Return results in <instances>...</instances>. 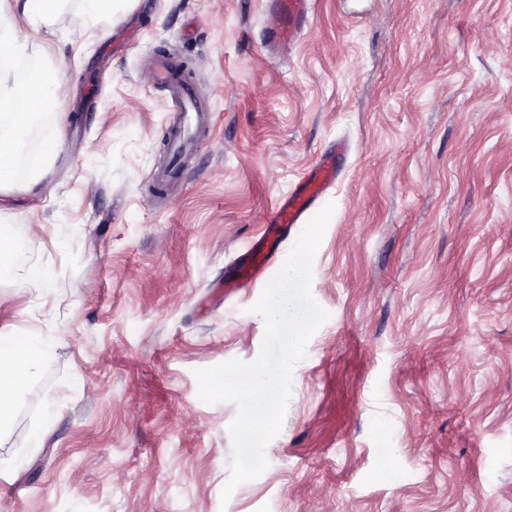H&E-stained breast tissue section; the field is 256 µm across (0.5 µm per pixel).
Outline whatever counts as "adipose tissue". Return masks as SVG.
Instances as JSON below:
<instances>
[{"mask_svg":"<svg viewBox=\"0 0 512 512\" xmlns=\"http://www.w3.org/2000/svg\"><path fill=\"white\" fill-rule=\"evenodd\" d=\"M65 0H15L27 22L26 30L0 22V187L14 182L20 166L39 174L63 134L51 109L62 87L59 70L18 65L38 50ZM41 136L39 149L24 154L30 134ZM56 339L39 333L0 336V429L12 415L15 399L35 370L51 355Z\"/></svg>","mask_w":512,"mask_h":512,"instance_id":"obj_1","label":"adipose tissue"}]
</instances>
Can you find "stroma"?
Returning <instances> with one entry per match:
<instances>
[{"mask_svg":"<svg viewBox=\"0 0 512 512\" xmlns=\"http://www.w3.org/2000/svg\"><path fill=\"white\" fill-rule=\"evenodd\" d=\"M66 0L39 53L63 139L0 191L16 247L0 335L57 339L0 431L10 512H512V0H316L286 56L270 0ZM137 40L109 64L113 31ZM202 107L154 194L175 114L154 61ZM350 151L313 264L330 317L292 375L267 469L228 502L237 409L195 369L256 358L263 279L216 290L275 201ZM48 266L55 287L19 276ZM54 404L57 415L46 419ZM43 445L31 447L34 434Z\"/></svg>","mask_w":512,"mask_h":512,"instance_id":"1","label":"stroma"}]
</instances>
